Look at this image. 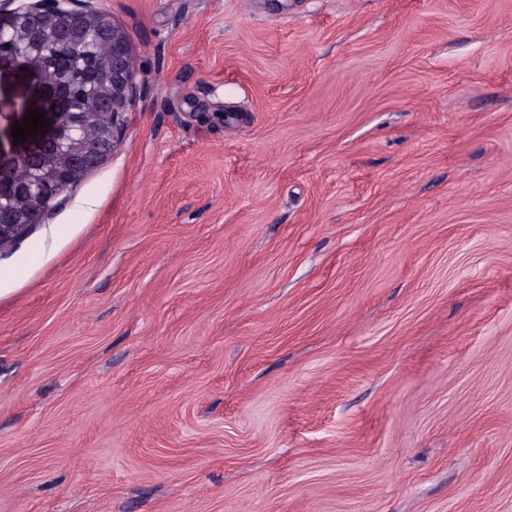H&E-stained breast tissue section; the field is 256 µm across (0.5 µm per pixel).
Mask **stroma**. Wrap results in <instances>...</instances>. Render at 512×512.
Wrapping results in <instances>:
<instances>
[{"label": "stroma", "instance_id": "35a3bbf8", "mask_svg": "<svg viewBox=\"0 0 512 512\" xmlns=\"http://www.w3.org/2000/svg\"><path fill=\"white\" fill-rule=\"evenodd\" d=\"M116 153L0 250V512H512V0H96ZM0 162L43 77L0 70Z\"/></svg>", "mask_w": 512, "mask_h": 512}]
</instances>
